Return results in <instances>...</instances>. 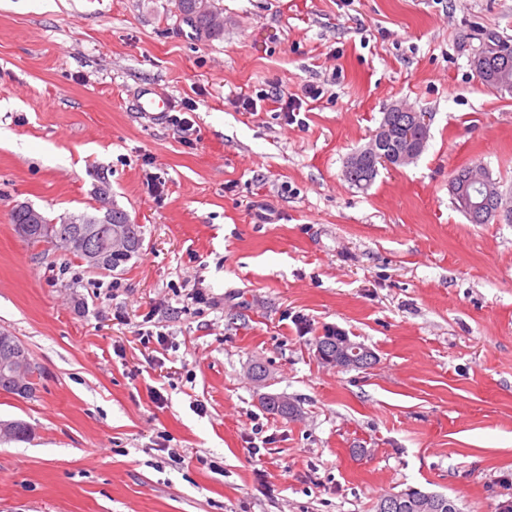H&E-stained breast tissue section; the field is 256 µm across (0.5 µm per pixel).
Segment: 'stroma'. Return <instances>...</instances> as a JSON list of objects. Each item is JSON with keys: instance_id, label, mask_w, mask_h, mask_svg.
<instances>
[{"instance_id": "obj_1", "label": "stroma", "mask_w": 512, "mask_h": 512, "mask_svg": "<svg viewBox=\"0 0 512 512\" xmlns=\"http://www.w3.org/2000/svg\"><path fill=\"white\" fill-rule=\"evenodd\" d=\"M211 3L218 36L177 0H0V331L41 373L0 394V421L32 427L0 441V512H375L411 487L499 512L512 224L470 223L448 184L480 162L512 198V96L471 66L480 32L512 40V0ZM142 85L190 134L136 112ZM276 87L305 97L302 125ZM396 101L431 114L423 154L350 184ZM18 205L116 207L143 246L94 271L21 238ZM333 329L375 364L323 363ZM200 0H178L177 8L181 19L190 24L196 31H203L208 35H218L224 31L222 27H214L211 24L212 17L209 12L202 11L199 7Z\"/></svg>"}]
</instances>
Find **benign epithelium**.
<instances>
[{
    "label": "benign epithelium",
    "mask_w": 512,
    "mask_h": 512,
    "mask_svg": "<svg viewBox=\"0 0 512 512\" xmlns=\"http://www.w3.org/2000/svg\"><path fill=\"white\" fill-rule=\"evenodd\" d=\"M387 112H408L419 128L418 139L401 146L390 153L381 150L383 141L391 129L389 120H384L379 133L370 144L355 154V160L376 157L390 166H406L415 162L423 151L430 135V117L424 112H417L403 103H393ZM454 206L469 218L485 216L495 219L498 224H512V207L504 203L499 184L483 165L468 166L461 177L448 185ZM64 242L68 247L79 246L87 255L91 264L107 267L112 263V256L126 251L129 247V234L126 226L111 224L101 232L95 228L82 229L78 233L65 234L53 243ZM373 351L350 337H341L336 342L335 357L320 356L329 365L343 368H360L370 362ZM0 375L11 385L14 394L30 396L37 390L36 372L26 350L17 342L6 340L0 342Z\"/></svg>",
    "instance_id": "7a95c632"
}]
</instances>
